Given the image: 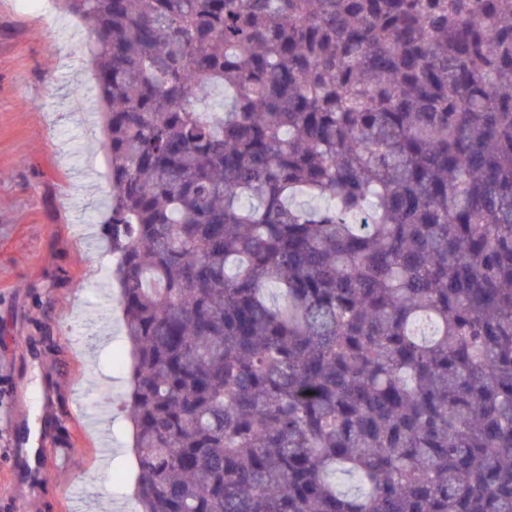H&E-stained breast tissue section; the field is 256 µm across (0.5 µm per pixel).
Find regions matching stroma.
<instances>
[{
  "label": "stroma",
  "mask_w": 512,
  "mask_h": 512,
  "mask_svg": "<svg viewBox=\"0 0 512 512\" xmlns=\"http://www.w3.org/2000/svg\"><path fill=\"white\" fill-rule=\"evenodd\" d=\"M91 43L76 16L0 0V512L132 510L129 425L84 421L127 387Z\"/></svg>",
  "instance_id": "1"
}]
</instances>
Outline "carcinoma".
Listing matches in <instances>:
<instances>
[{
    "label": "carcinoma",
    "instance_id": "cac0c4a2",
    "mask_svg": "<svg viewBox=\"0 0 512 512\" xmlns=\"http://www.w3.org/2000/svg\"><path fill=\"white\" fill-rule=\"evenodd\" d=\"M62 2L137 512H512V0Z\"/></svg>",
    "mask_w": 512,
    "mask_h": 512
}]
</instances>
